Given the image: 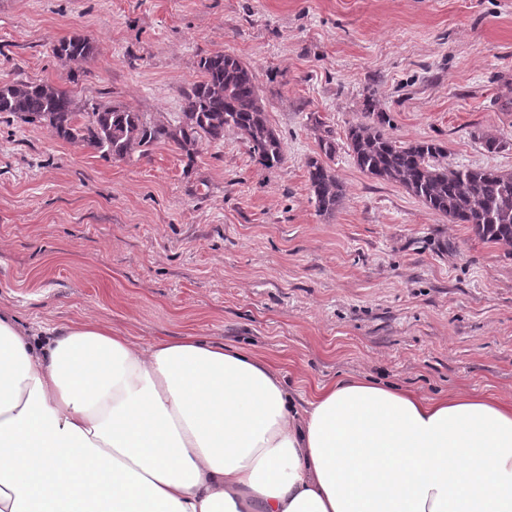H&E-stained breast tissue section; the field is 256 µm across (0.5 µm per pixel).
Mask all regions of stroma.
<instances>
[{
	"label": "stroma",
	"mask_w": 512,
	"mask_h": 512,
	"mask_svg": "<svg viewBox=\"0 0 512 512\" xmlns=\"http://www.w3.org/2000/svg\"><path fill=\"white\" fill-rule=\"evenodd\" d=\"M75 35L95 45L80 64L52 52ZM218 51L252 69L284 163L233 130L190 158L160 143L113 160L1 118L0 306L235 346L296 396L356 378L512 398V250L368 177L346 141L370 99L398 141L512 172V0H0V80L54 84L82 110L174 119ZM327 129L346 194L330 216L306 167Z\"/></svg>",
	"instance_id": "obj_1"
}]
</instances>
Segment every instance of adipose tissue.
Here are the masks:
<instances>
[{
  "label": "adipose tissue",
  "mask_w": 512,
  "mask_h": 512,
  "mask_svg": "<svg viewBox=\"0 0 512 512\" xmlns=\"http://www.w3.org/2000/svg\"><path fill=\"white\" fill-rule=\"evenodd\" d=\"M0 512H512V402L0 308Z\"/></svg>",
  "instance_id": "ef3b65f1"
}]
</instances>
